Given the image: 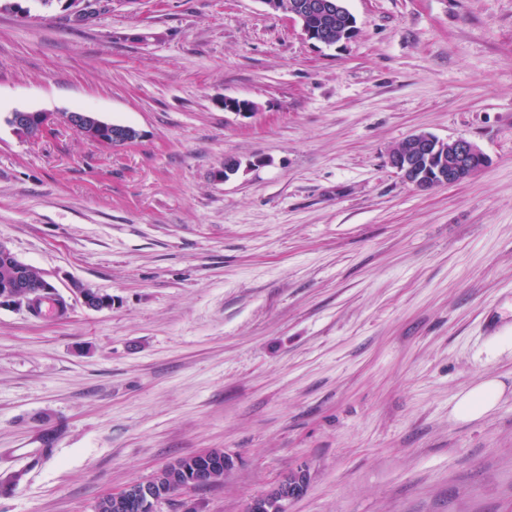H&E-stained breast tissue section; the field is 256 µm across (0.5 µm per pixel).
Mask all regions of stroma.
<instances>
[{"instance_id":"35a3bbf8","label":"stroma","mask_w":512,"mask_h":512,"mask_svg":"<svg viewBox=\"0 0 512 512\" xmlns=\"http://www.w3.org/2000/svg\"><path fill=\"white\" fill-rule=\"evenodd\" d=\"M91 2L0 0V242L71 303L0 306V512H95L211 449L223 482L154 512L293 470L288 512H512V0H347L332 47L261 0ZM419 132L487 164L416 190L387 157ZM485 377L497 407L451 418ZM7 122L29 140L42 138L54 125L55 118L49 112L15 111ZM66 121L88 140L109 148L126 146L139 137L136 129L102 121L90 112H70Z\"/></svg>"}]
</instances>
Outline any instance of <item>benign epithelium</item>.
I'll list each match as a JSON object with an SVG mask.
<instances>
[{"label": "benign epithelium", "mask_w": 512, "mask_h": 512, "mask_svg": "<svg viewBox=\"0 0 512 512\" xmlns=\"http://www.w3.org/2000/svg\"><path fill=\"white\" fill-rule=\"evenodd\" d=\"M273 13H288V16L301 24L305 36L325 46L333 40V18L339 17L343 5L339 0H302L287 4L286 0H262ZM316 15L321 20V32L314 33L306 25L307 17ZM224 108L239 115L255 113L257 106L247 99L226 98ZM7 122L29 140L42 138L54 125L55 118L49 112L15 111ZM67 124L79 131L88 140L109 148H119L139 138L134 128L105 122L90 112H71ZM448 152V162H439L435 173L423 174L415 167L421 154L440 156ZM388 163L410 184L420 190L437 185H453L467 180L486 165V157L473 142L465 138L443 140L430 133H415L400 142L389 154ZM0 262L10 268L14 275L0 285V306L11 303H25L28 312L41 315L44 301L56 298L55 287L35 268L21 262L7 245L0 242ZM72 291L75 298L90 309H103L112 306V297L93 292L79 285ZM152 479L142 482V486H126L118 491L107 492L101 500L121 506L133 492H148ZM303 472L295 471L279 481L266 495L252 500L246 512H287L289 501L298 498L304 491Z\"/></svg>", "instance_id": "7a95c632"}]
</instances>
